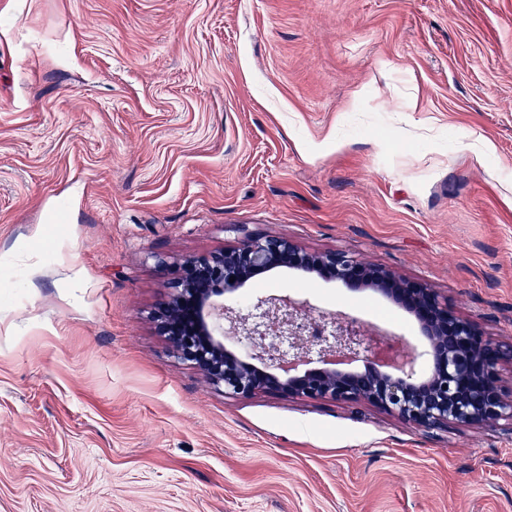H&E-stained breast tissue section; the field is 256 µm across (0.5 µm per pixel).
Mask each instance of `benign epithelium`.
Listing matches in <instances>:
<instances>
[{"mask_svg":"<svg viewBox=\"0 0 512 512\" xmlns=\"http://www.w3.org/2000/svg\"><path fill=\"white\" fill-rule=\"evenodd\" d=\"M281 267L383 295L415 317L425 350L409 352L400 342L390 354L388 337H369L346 316H327L329 335L315 339L307 335L305 305L276 295L226 314L224 297ZM172 288L155 313L158 333L226 394L363 400L423 430L512 420V400L504 397L497 372L508 351L435 289L383 266L345 252H308L283 237H245L187 260Z\"/></svg>","mask_w":512,"mask_h":512,"instance_id":"obj_1","label":"benign epithelium"}]
</instances>
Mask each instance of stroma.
Instances as JSON below:
<instances>
[{
    "label": "stroma",
    "mask_w": 512,
    "mask_h": 512,
    "mask_svg": "<svg viewBox=\"0 0 512 512\" xmlns=\"http://www.w3.org/2000/svg\"><path fill=\"white\" fill-rule=\"evenodd\" d=\"M247 235L512 345V0H0V512H512L511 420L234 397L176 357L168 267ZM268 291L424 344L287 268L225 304Z\"/></svg>",
    "instance_id": "stroma-1"
}]
</instances>
